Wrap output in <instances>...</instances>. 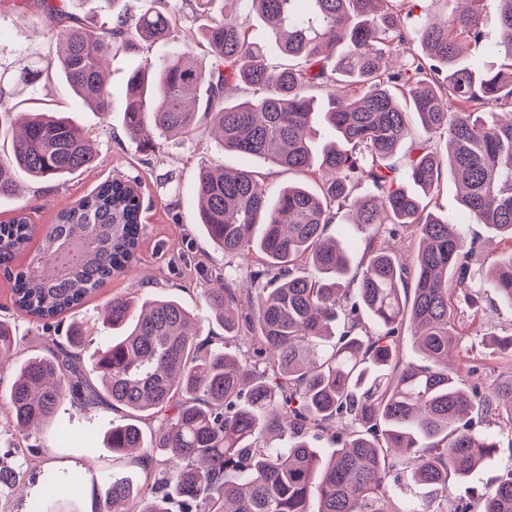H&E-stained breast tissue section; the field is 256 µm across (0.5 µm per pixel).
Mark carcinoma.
<instances>
[{"label": "carcinoma", "mask_w": 512, "mask_h": 512, "mask_svg": "<svg viewBox=\"0 0 512 512\" xmlns=\"http://www.w3.org/2000/svg\"><path fill=\"white\" fill-rule=\"evenodd\" d=\"M68 0H40L44 41L55 51L21 59L6 89L27 90L40 76L60 73L75 94L104 114L112 87L105 63L112 52L172 37L184 6L208 18L199 33L210 50L200 64L190 39L169 56L145 58L124 90L123 121L140 148L155 136L184 135L200 120L220 145L320 183L282 189L270 200L251 171L204 168L195 192L199 219L224 255L251 252L265 262L249 270L254 288L241 296L236 269L212 270L204 300L224 331L250 341L248 357L197 342L200 326L171 296L114 298L103 323L118 331L104 349L85 356L87 323H70L65 339H45L41 353L14 375L11 420L23 431L51 421L60 401L89 410L125 411L112 424V453L147 471L160 451L168 470L141 491L136 474L107 477L103 512H390L389 477L448 493V477L467 478L497 452L495 438L476 429L496 416L512 432V381L486 391L462 386L448 353L462 341L458 302L481 276L472 260L477 241L464 225L427 210L401 187L404 179L437 188L445 170L462 188L469 224H486L504 242L484 278L512 305V0H495L502 38L497 70L469 63L459 42L482 45L478 4L453 10L440 23L405 31L410 0H236L254 12L263 35L301 65L273 68L249 30L211 15L216 0H166L165 12L128 13L123 0H98L114 22L60 29ZM418 42L421 53L400 69L385 56ZM256 87L261 95L224 103V85ZM326 91L318 109L311 91ZM423 135L406 162L391 163L408 132L407 112ZM335 139L316 141V121ZM15 129L13 162L0 163V198L18 190L24 173L44 182L87 170L97 148L68 120L51 112L0 110V133ZM371 193L353 204L357 230L374 237L384 224L413 226L419 245L406 264L392 251L368 246L365 269L353 276L349 253L327 228L348 206L353 183ZM140 182L120 175L57 213L42 231L30 262L13 273L12 306L51 328L112 277L137 261L142 233ZM35 228L19 212L0 222V265L27 252ZM308 261L312 276L294 272ZM413 329L419 359L397 349ZM17 350L12 327L0 320V368ZM151 424L145 431L143 424ZM337 428L336 449L322 457L310 439ZM47 498L34 512H80L78 471L47 473ZM480 512H512V469L488 489Z\"/></svg>", "instance_id": "cac0c4a2"}]
</instances>
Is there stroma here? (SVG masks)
<instances>
[{
    "mask_svg": "<svg viewBox=\"0 0 512 512\" xmlns=\"http://www.w3.org/2000/svg\"><path fill=\"white\" fill-rule=\"evenodd\" d=\"M38 8L24 12H0V68L13 72L17 60L31 53L47 52L36 27ZM133 63L124 52L113 53L107 70L112 86V110L101 114L84 106L65 79L57 73L41 76L35 83L37 96L49 111L68 117L94 141L99 162L93 169L69 175L53 182H34L20 176L16 196L0 200V221L9 219L17 210H24L35 228L53 223L58 211L87 196L101 182L119 176L138 177L141 183L143 234L139 243L138 262L132 273L112 278L95 291L78 309L71 312L74 320L94 321L98 312L112 298L131 292L139 296L165 294L178 299L203 325L202 333L212 346H228L238 355H246L245 339L225 341L224 328L202 299L205 281L195 270L196 263L221 268L225 258L214 247L198 222L194 186L202 167L221 165L245 168L265 187L269 196H276L286 186L307 183L306 175L270 163L267 160L224 151L204 129L185 137L183 143L159 140L155 149L144 152L127 137L123 124V91ZM482 312L472 319L466 305H459L457 318L466 331L460 346L462 367L481 369L483 385L512 378V362L497 357L484 347L488 334L512 335V304L502 301L492 289L482 291ZM0 319L12 323L18 338L15 363L38 354L46 331L21 316L11 305V282L0 270ZM11 381L10 370L0 371V454L5 449L34 445L38 453L33 460L7 456L12 466L26 465L25 475L13 488L0 491V512H31V503L42 492L40 478L47 472L78 470L83 482L77 493L79 506L87 502L102 503L106 483L104 474L112 468V452L104 445V434L113 422L122 420L123 411L96 408L81 410L63 400L57 419L67 423L72 438L61 443L55 425L33 430L29 438L15 431L6 406V393ZM481 432L492 435L499 443L498 453L470 475L465 484V498L443 495L435 489L417 486L408 493H396L393 512H405L409 503L426 512H455L459 501L478 508L480 499L495 476L512 468V433L503 430L496 418L480 423Z\"/></svg>",
    "mask_w": 512,
    "mask_h": 512,
    "instance_id": "stroma-1",
    "label": "stroma"
}]
</instances>
